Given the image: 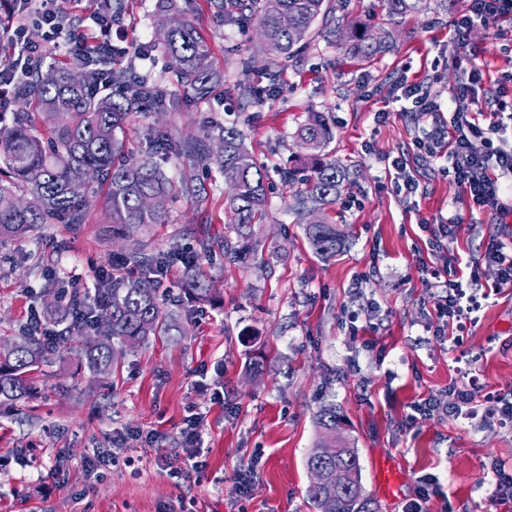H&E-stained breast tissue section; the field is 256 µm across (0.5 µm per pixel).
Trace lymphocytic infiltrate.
Here are the masks:
<instances>
[{"instance_id":"lymphocytic-infiltrate-1","label":"lymphocytic infiltrate","mask_w":512,"mask_h":512,"mask_svg":"<svg viewBox=\"0 0 512 512\" xmlns=\"http://www.w3.org/2000/svg\"><path fill=\"white\" fill-rule=\"evenodd\" d=\"M82 0H12L9 20L0 30L12 51L7 65L0 67V90L14 84L17 75L23 72L28 61L40 59L48 50L69 56L103 49L112 54L123 53L124 48L116 44V36L123 33L122 20L97 12L90 31L64 33L58 23L66 11L78 10ZM512 13V0H469L468 8L453 26L450 42L455 49H464L466 36L473 23L487 26L498 25L507 14ZM40 25L45 30V44L29 42L26 34L30 25ZM483 73L479 67L457 68L454 86L447 101H440L429 82L400 80L395 85V97L412 104L415 119L434 120L442 109L452 114L449 130L435 126L416 136L413 155L417 162L430 163L447 159L454 182L462 190L470 208L488 211L499 223L512 217V208L501 201L503 178L512 176V149L495 145L492 136L504 128L505 115L512 113V98L497 95L488 112H470L460 106L461 99L475 93ZM482 141L483 150H476L475 141ZM459 221L458 214H449L431 232L429 248L436 261L429 269V287L438 289L436 306L440 324L436 330L439 337H446L448 330H463L479 304L476 294L467 293L463 280L473 260H465L451 252L446 244L453 235L452 228Z\"/></svg>"}]
</instances>
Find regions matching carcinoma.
Listing matches in <instances>:
<instances>
[{"instance_id": "cac0c4a2", "label": "carcinoma", "mask_w": 512, "mask_h": 512, "mask_svg": "<svg viewBox=\"0 0 512 512\" xmlns=\"http://www.w3.org/2000/svg\"><path fill=\"white\" fill-rule=\"evenodd\" d=\"M454 0H384L389 20L398 24L408 16L448 12ZM214 8L226 22L258 20L265 52L276 58L310 45L312 26L322 21L323 36L331 41L340 30V19L331 16L328 0H215ZM349 54L369 61L393 43L391 30L373 32L356 26L347 31ZM151 47L162 48L182 91L195 103L206 102L220 85L210 63L211 50L195 27L183 20L177 26H159ZM108 75L111 90L95 92L96 73ZM146 78L133 67L118 66L111 55L91 52L79 64L39 61L16 82V112L11 124L0 131V238L21 236L38 224L62 221L82 224L89 189L95 183L107 188L106 203L112 217V235L130 239L152 224H163L167 210L144 204L147 197L166 201L173 194L204 201V190L193 179L172 181L163 164L181 155L194 165H215L230 185L224 211L235 237H224V261L247 266L254 259L253 228L265 216L267 170L247 149L234 128L211 125L199 137L177 138L168 133L139 158L124 154L127 116L145 111L177 112L175 100L148 95ZM296 136L309 154L295 159L283 174L284 182H301L289 209L305 222V238L316 255L330 260L345 248L346 238L337 225L307 218L337 197L346 173L325 161L332 139L331 127L320 112H310ZM178 252L148 251L140 243L126 254V276H112L94 291L70 292L69 305L49 309L58 332L60 348H69L76 337L94 333L92 345L82 343L80 354L96 374L115 370L126 352L152 337L169 336L176 329L172 314L164 310L154 277L166 273L170 258ZM185 290L194 301L209 303L212 288L195 264L184 273ZM46 346L35 334L9 343L0 350V398L19 400L30 390V373L45 362ZM316 424L321 437L306 461L307 468L321 466L340 475L346 489L336 491V480L323 486L309 485L307 494L316 512H370L362 494L361 465L351 439L336 428L341 417L336 406L320 408ZM340 446L342 450L334 451Z\"/></svg>"}]
</instances>
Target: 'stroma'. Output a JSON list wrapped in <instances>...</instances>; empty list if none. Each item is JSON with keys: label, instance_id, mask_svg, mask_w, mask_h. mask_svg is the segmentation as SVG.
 I'll return each instance as SVG.
<instances>
[{"label": "stroma", "instance_id": "1", "mask_svg": "<svg viewBox=\"0 0 512 512\" xmlns=\"http://www.w3.org/2000/svg\"><path fill=\"white\" fill-rule=\"evenodd\" d=\"M127 44L149 41L158 0H126ZM351 24L390 26L381 0H332ZM409 17L393 27L389 52L365 63L343 45L315 39L303 53L270 61L257 21L224 23L211 0H181L184 19L203 34L221 93L180 111L133 114L125 127L129 153L148 147L146 126L184 136L207 125L236 126L246 147L268 170L267 217L256 226L264 260L240 267L221 251L197 253L206 236L223 241L227 185L218 169L200 171L183 157L165 170L196 178L209 195L205 208L175 196L168 221L145 234L151 249L181 245L195 256L216 299L203 307L185 300V267L173 261L163 279L178 332L127 352L116 372L92 377L76 351L52 353L33 371L32 390L18 401L0 399V512H315L307 497V457L319 439L315 416L335 404L358 451L371 512H402L420 478L438 489L427 512H494L491 466L512 470V424L485 412V394L512 400V289L491 292L497 268L480 263L476 286L488 290L460 346L436 337L437 298L422 270L430 261L425 224L449 209L460 221L449 243L461 257L480 255L490 236L512 245V228L470 209L443 162L411 164L421 192H393L391 158L408 154L418 126L407 104L392 98L401 79H440L447 97L456 64L475 63L484 77L478 99L497 92L512 70L496 28L473 25L467 46L453 51L450 31L465 9ZM249 84L262 96L244 98ZM386 112L377 121V112ZM323 113L332 128L327 160L349 180L324 214L346 235L332 260L317 256L289 211L295 191L280 168L301 147L295 132L307 114ZM130 243L113 238L102 198L90 197L84 223L44 224L0 240V342L26 335L30 312H44L48 283L97 287L101 270H118ZM361 288H354L355 278ZM361 309L364 332L351 334L345 314ZM260 363L254 373L250 363ZM476 379L482 398L475 414L445 413L411 420L414 403L444 397ZM200 414L204 466L186 472L189 449L181 430ZM116 464L91 468L98 458ZM247 485L238 497V482Z\"/></svg>", "mask_w": 512, "mask_h": 512}]
</instances>
